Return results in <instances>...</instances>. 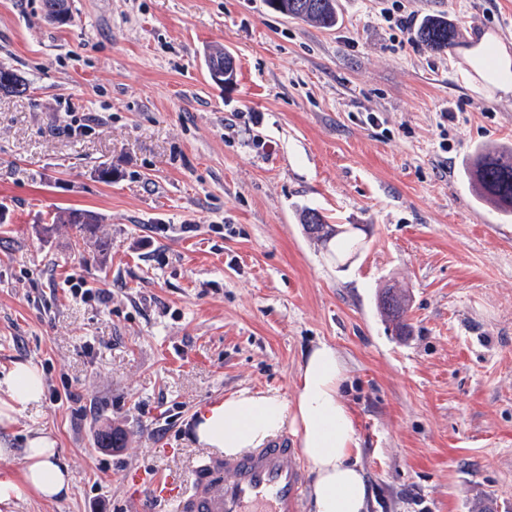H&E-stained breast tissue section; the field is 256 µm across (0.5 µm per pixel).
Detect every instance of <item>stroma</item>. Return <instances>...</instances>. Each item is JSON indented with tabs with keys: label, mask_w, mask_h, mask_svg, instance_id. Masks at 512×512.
<instances>
[{
	"label": "stroma",
	"mask_w": 512,
	"mask_h": 512,
	"mask_svg": "<svg viewBox=\"0 0 512 512\" xmlns=\"http://www.w3.org/2000/svg\"><path fill=\"white\" fill-rule=\"evenodd\" d=\"M402 2L456 47L390 27L386 0H337L330 30L266 0H68L64 25L0 0V67L27 84L0 92V373L29 362L47 387L0 439L18 469L51 431L72 478L14 512H134L133 470L190 479L204 402L294 400L320 343L346 366L369 512H512V218L466 176L512 146V96L460 65L473 29L512 42V0ZM215 49L233 83L210 80ZM73 107L91 133L66 132ZM71 208L102 216L95 237L51 223ZM306 209L357 227L346 266ZM390 285L409 335L379 311ZM417 36L419 41L431 51H444L456 42V29L444 17H432L422 22Z\"/></svg>",
	"instance_id": "obj_1"
}]
</instances>
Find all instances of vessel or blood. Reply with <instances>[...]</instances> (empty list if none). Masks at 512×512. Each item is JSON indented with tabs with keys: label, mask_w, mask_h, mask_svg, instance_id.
Here are the masks:
<instances>
[{
	"label": "vessel or blood",
	"mask_w": 512,
	"mask_h": 512,
	"mask_svg": "<svg viewBox=\"0 0 512 512\" xmlns=\"http://www.w3.org/2000/svg\"><path fill=\"white\" fill-rule=\"evenodd\" d=\"M144 482L170 512H302L309 472L282 434L234 455H207L189 482L160 476Z\"/></svg>",
	"instance_id": "vessel-or-blood-1"
}]
</instances>
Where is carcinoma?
Returning <instances> with one entry per match:
<instances>
[{
    "mask_svg": "<svg viewBox=\"0 0 512 512\" xmlns=\"http://www.w3.org/2000/svg\"><path fill=\"white\" fill-rule=\"evenodd\" d=\"M276 12L313 22L325 29L338 22L336 0H267ZM417 36L431 51H444L456 42V29L444 17H432L422 22ZM476 195L493 204L506 215H512V149L487 148L476 159L470 172ZM54 224H69L77 240L94 236L102 218L90 210H69L51 216ZM352 226L336 234V262L349 259L361 249V240Z\"/></svg>",
    "mask_w": 512,
    "mask_h": 512,
    "instance_id": "obj_1",
    "label": "carcinoma"
}]
</instances>
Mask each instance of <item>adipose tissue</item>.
I'll list each match as a JSON object with an SVG mask.
<instances>
[{"mask_svg":"<svg viewBox=\"0 0 512 512\" xmlns=\"http://www.w3.org/2000/svg\"><path fill=\"white\" fill-rule=\"evenodd\" d=\"M465 62L488 96L512 94V47L486 30L472 35ZM346 369L336 349L319 344L308 352L299 371L294 402L271 392L242 389L198 413L200 443L235 453L255 448L294 426L303 457L312 465L310 512H368L370 491L351 458L356 449L352 411L341 395ZM45 394L41 371L29 363L15 364L0 377V427ZM70 476L57 461L50 432L35 431L27 441L20 470H0V512H13L28 493L55 499L68 493Z\"/></svg>","mask_w":512,"mask_h":512,"instance_id":"1","label":"adipose tissue"}]
</instances>
